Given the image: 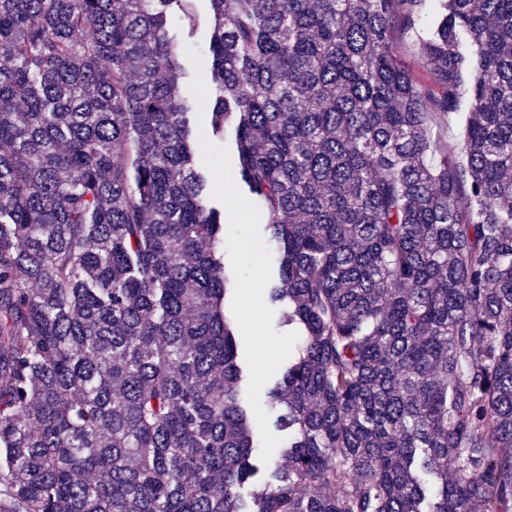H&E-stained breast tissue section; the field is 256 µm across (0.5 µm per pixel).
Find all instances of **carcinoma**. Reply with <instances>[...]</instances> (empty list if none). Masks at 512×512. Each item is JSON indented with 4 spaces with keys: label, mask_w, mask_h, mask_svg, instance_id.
Instances as JSON below:
<instances>
[{
    "label": "carcinoma",
    "mask_w": 512,
    "mask_h": 512,
    "mask_svg": "<svg viewBox=\"0 0 512 512\" xmlns=\"http://www.w3.org/2000/svg\"><path fill=\"white\" fill-rule=\"evenodd\" d=\"M0 0V512H512V0H209L206 136L302 331L252 461L177 11ZM467 104L463 154L428 124ZM439 0H429L423 5L421 16L413 28L396 33V45L405 65L412 71L421 85H427V68L420 54V45L426 38L430 25L439 10Z\"/></svg>",
    "instance_id": "1"
}]
</instances>
